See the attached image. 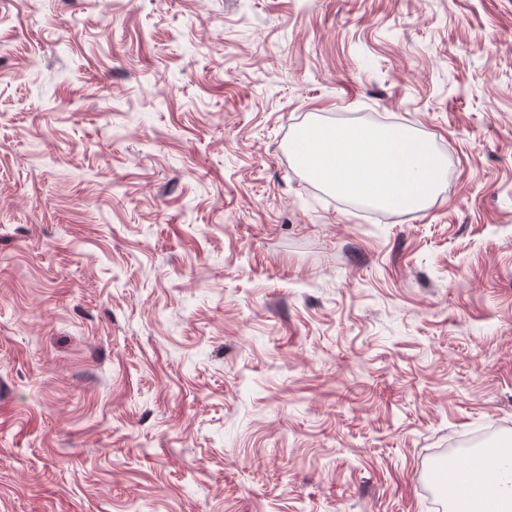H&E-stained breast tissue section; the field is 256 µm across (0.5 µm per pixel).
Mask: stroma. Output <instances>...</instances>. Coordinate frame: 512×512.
<instances>
[{"instance_id": "obj_1", "label": "stroma", "mask_w": 512, "mask_h": 512, "mask_svg": "<svg viewBox=\"0 0 512 512\" xmlns=\"http://www.w3.org/2000/svg\"><path fill=\"white\" fill-rule=\"evenodd\" d=\"M0 512H438L512 448V0H0ZM400 126L421 211L289 143ZM447 460L437 462L429 472V482L439 487L442 492L457 502L458 505L464 503L468 497V487L464 480L448 477Z\"/></svg>"}]
</instances>
